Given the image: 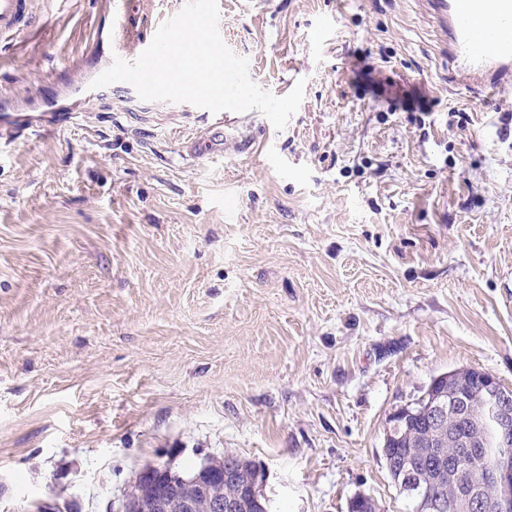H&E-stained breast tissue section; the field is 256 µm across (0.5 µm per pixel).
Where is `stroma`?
<instances>
[{
	"label": "stroma",
	"instance_id": "35a3bbf8",
	"mask_svg": "<svg viewBox=\"0 0 512 512\" xmlns=\"http://www.w3.org/2000/svg\"><path fill=\"white\" fill-rule=\"evenodd\" d=\"M181 0H129L136 59ZM0 44L34 112L103 64L101 0H35ZM285 129L102 87L0 130V512H118L139 474L232 453L271 512H407L391 414L461 367L512 387V100L448 78L425 0H219ZM72 97V96H71Z\"/></svg>",
	"mask_w": 512,
	"mask_h": 512
}]
</instances>
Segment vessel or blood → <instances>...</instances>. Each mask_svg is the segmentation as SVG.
Returning <instances> with one entry per match:
<instances>
[{
	"instance_id": "1",
	"label": "vessel or blood",
	"mask_w": 512,
	"mask_h": 512,
	"mask_svg": "<svg viewBox=\"0 0 512 512\" xmlns=\"http://www.w3.org/2000/svg\"><path fill=\"white\" fill-rule=\"evenodd\" d=\"M448 27V66L460 81L512 88V0H427ZM30 0H0V40L33 28Z\"/></svg>"
}]
</instances>
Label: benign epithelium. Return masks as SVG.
Listing matches in <instances>:
<instances>
[{
	"label": "benign epithelium",
	"mask_w": 512,
	"mask_h": 512,
	"mask_svg": "<svg viewBox=\"0 0 512 512\" xmlns=\"http://www.w3.org/2000/svg\"><path fill=\"white\" fill-rule=\"evenodd\" d=\"M482 411L481 448L495 443L506 448L512 443V387L504 385L493 375L482 376L480 392ZM426 423L432 428H442L447 421V404L438 399L424 410ZM448 461V471L460 474V456L444 448L436 453V460L426 464L435 468L437 462ZM189 487L182 497L170 500L151 495L134 500H123L119 512H242L245 497L257 492V477L250 475L239 457L230 456L224 461V474L219 479L206 472L191 480L178 477ZM458 481L473 488L465 492L455 488V497L466 512H512V456L498 458L495 467L485 474L478 473Z\"/></svg>",
	"instance_id": "benign-epithelium-1"
}]
</instances>
